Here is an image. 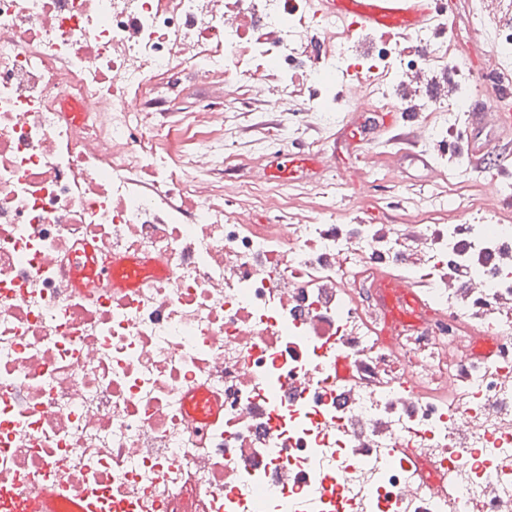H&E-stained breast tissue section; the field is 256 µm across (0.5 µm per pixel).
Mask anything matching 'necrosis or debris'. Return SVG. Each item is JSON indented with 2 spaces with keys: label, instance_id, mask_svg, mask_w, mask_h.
Returning a JSON list of instances; mask_svg holds the SVG:
<instances>
[{
  "label": "necrosis or debris",
  "instance_id": "4bbe7bcc",
  "mask_svg": "<svg viewBox=\"0 0 512 512\" xmlns=\"http://www.w3.org/2000/svg\"><path fill=\"white\" fill-rule=\"evenodd\" d=\"M466 19V43L450 16L377 40L312 0H0V512L58 480L57 512H512V183L411 205L444 224H340L334 178L296 224L284 187L211 180L223 112L155 120L191 73L331 135L368 109L438 141L512 88V0ZM81 253L143 269L78 288ZM381 271L426 284L414 315ZM401 448L447 495H415ZM187 400L190 403V408L195 412L202 420L208 423L213 422L220 416V407L218 401L209 398L208 402H205L206 396L197 391V388H191L187 392Z\"/></svg>",
  "mask_w": 512,
  "mask_h": 512
}]
</instances>
